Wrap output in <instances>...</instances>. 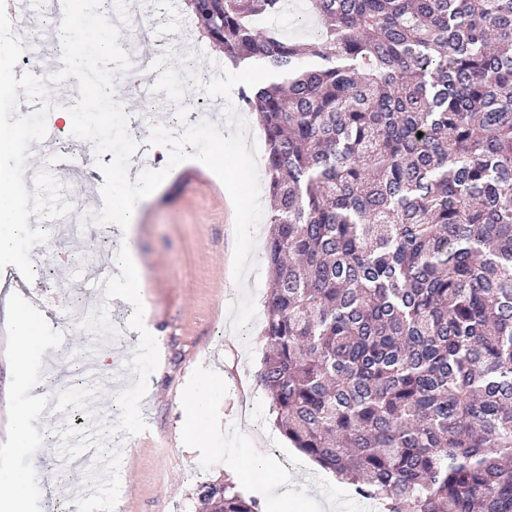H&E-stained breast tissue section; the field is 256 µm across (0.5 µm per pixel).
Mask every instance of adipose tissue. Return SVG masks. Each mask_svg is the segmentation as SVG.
<instances>
[{
	"label": "adipose tissue",
	"mask_w": 512,
	"mask_h": 512,
	"mask_svg": "<svg viewBox=\"0 0 512 512\" xmlns=\"http://www.w3.org/2000/svg\"><path fill=\"white\" fill-rule=\"evenodd\" d=\"M127 197L125 182H118L112 211L104 215L103 220L119 224L122 228V240L113 255V263L124 275V281L119 286L122 297L136 301L143 298L150 283L143 275L133 240L135 226L139 221V211L125 206L124 201ZM8 309L19 337L12 353L11 368L16 379L21 381L26 377L31 359L42 350L45 334L37 314L21 308L18 300H11ZM220 380L219 374L207 373L199 390L187 395L183 414V429L187 438H196L200 421L212 406L213 390Z\"/></svg>",
	"instance_id": "obj_1"
}]
</instances>
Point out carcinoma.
I'll return each mask as SVG.
<instances>
[{
	"instance_id": "carcinoma-1",
	"label": "carcinoma",
	"mask_w": 512,
	"mask_h": 512,
	"mask_svg": "<svg viewBox=\"0 0 512 512\" xmlns=\"http://www.w3.org/2000/svg\"><path fill=\"white\" fill-rule=\"evenodd\" d=\"M268 151L259 380L299 451L386 512H512V0H185ZM205 512H258L231 483Z\"/></svg>"
}]
</instances>
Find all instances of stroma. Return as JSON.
Here are the masks:
<instances>
[{"instance_id":"stroma-1","label":"stroma","mask_w":512,"mask_h":512,"mask_svg":"<svg viewBox=\"0 0 512 512\" xmlns=\"http://www.w3.org/2000/svg\"><path fill=\"white\" fill-rule=\"evenodd\" d=\"M194 167L191 161L178 165L150 200L138 204L135 247L151 283L142 302L94 297L76 286L78 269L71 264L56 265L29 285L38 299L71 298L108 318L115 328L108 337L113 379L85 384L88 337H65L53 326L47 354L30 361L25 383L14 382L16 336L0 293V448L7 443L12 407L37 391L60 406L71 431H78L77 413L86 405L110 423L100 441L113 473L91 512H201L198 489L205 483L234 484L266 512L272 492L240 475L244 461L256 454L287 474L291 512H367L347 483L293 448L278 430L272 399L258 379L264 320L252 321L245 344L229 319L228 307L240 296L233 277L234 207L217 176L190 178ZM143 323L161 336L159 357L139 353ZM205 369L221 376L208 420L216 433L213 442L201 437L190 444L182 431L183 403ZM130 402L142 407L134 424L126 413ZM51 427V421L37 419L30 447L12 459L15 468L37 472L28 491L35 512H57L84 487L83 473L65 475L56 466L61 449L44 441Z\"/></svg>"}]
</instances>
